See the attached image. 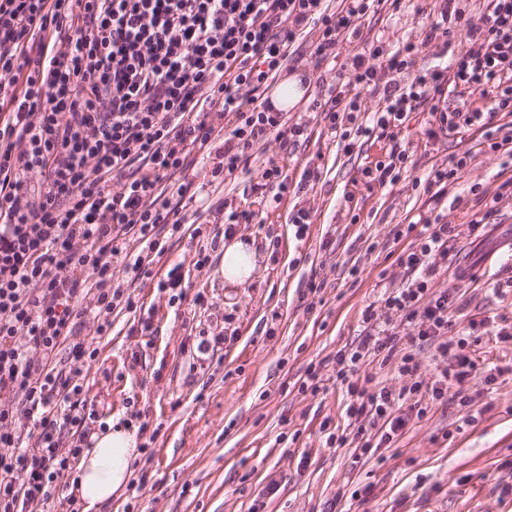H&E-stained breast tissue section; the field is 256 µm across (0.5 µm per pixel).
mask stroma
Masks as SVG:
<instances>
[{
	"label": "stroma",
	"instance_id": "35a3bbf8",
	"mask_svg": "<svg viewBox=\"0 0 512 512\" xmlns=\"http://www.w3.org/2000/svg\"><path fill=\"white\" fill-rule=\"evenodd\" d=\"M438 9L437 0H384L363 34L392 52L422 41ZM357 49L343 44L335 67L319 68L311 38L298 42L281 76L301 83L304 94L288 120L305 125L306 140L256 147L250 172L225 185L221 211L201 218L212 226L237 208L257 212L256 223L234 231L258 254L250 281L225 283L223 247L198 270L191 264L195 241L172 238L153 254V268L163 277L181 267L183 300L171 301L156 280L131 281L119 267L116 277L132 282L140 312H113L112 328L101 337L95 322L82 325L81 335L94 337L99 349L85 373L87 397L111 421L140 413L138 439L149 456L139 494L123 491L100 512H512V373L486 381L491 368L512 363V197L486 204L512 177V156L491 149L477 125L427 139L428 115L421 111L409 115L397 142L338 146L319 103ZM395 146L408 155L400 181L367 183L364 169ZM454 157L466 164L438 210L451 224L480 217L486 233L448 244L456 266L474 269L476 280L448 272L434 286L455 296L465 314L490 318L474 334L482 359L380 457L363 455L357 440L330 446L323 422L348 424L336 355L360 343L367 304L410 283L396 262L403 245L394 228L428 211L421 181ZM269 159L290 184L309 166L319 178L282 201H261L254 170ZM302 209L308 217L300 235L294 219ZM312 280L323 282L319 294H309ZM199 292L206 298L201 306L193 303ZM143 315L157 329L149 341L139 333ZM203 328L234 337L205 348L197 336ZM312 363L325 379L315 394L300 390ZM463 394L470 406H460Z\"/></svg>",
	"mask_w": 512,
	"mask_h": 512
}]
</instances>
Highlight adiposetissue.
Wrapping results in <instances>:
<instances>
[{"instance_id": "adipose-tissue-1", "label": "adipose tissue", "mask_w": 512, "mask_h": 512, "mask_svg": "<svg viewBox=\"0 0 512 512\" xmlns=\"http://www.w3.org/2000/svg\"><path fill=\"white\" fill-rule=\"evenodd\" d=\"M255 268L253 244L234 238L224 245L222 271L228 284L248 282ZM92 445L84 449L76 468L78 490L88 512H98L102 505L125 489L130 464L138 456L135 431L112 422L106 431L92 434Z\"/></svg>"}]
</instances>
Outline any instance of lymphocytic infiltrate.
Here are the masks:
<instances>
[{
	"mask_svg": "<svg viewBox=\"0 0 512 512\" xmlns=\"http://www.w3.org/2000/svg\"><path fill=\"white\" fill-rule=\"evenodd\" d=\"M461 2L441 0L423 43L389 53L361 31L382 0H0V512H48L58 478L88 447L94 413L82 379L98 349L80 337L83 319L92 316L101 336L116 308L136 311L112 267L153 279L148 254L160 237L182 235L197 159L223 141L211 170L220 189L269 137H303L270 93L308 26L318 29L319 66L345 42L361 43L321 111L341 141L396 140L418 110L430 116V139L512 112V0H484L457 49L450 23ZM438 42L451 51L446 67L393 85ZM376 89L382 107L357 122L362 92ZM477 97L488 110L473 108ZM460 233L427 217L397 225L395 238L410 242L397 262L412 280L385 294L381 310L365 306L360 344L336 356L364 451L391 447L477 367L475 320L434 288ZM399 324L434 347L443 366L433 382L409 351L397 366L407 379L400 390L359 384L362 366L393 349ZM26 419L38 430L30 445Z\"/></svg>",
	"mask_w": 512,
	"mask_h": 512,
	"instance_id": "lymphocytic-infiltrate-1",
	"label": "lymphocytic infiltrate"
}]
</instances>
